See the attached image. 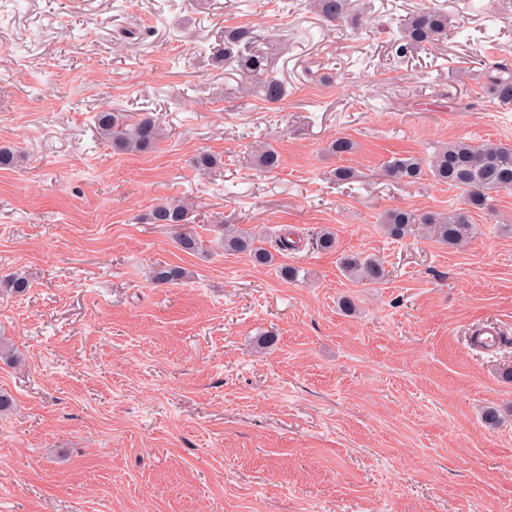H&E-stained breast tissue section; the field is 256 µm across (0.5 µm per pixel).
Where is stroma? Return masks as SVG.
<instances>
[{
    "label": "stroma",
    "instance_id": "1",
    "mask_svg": "<svg viewBox=\"0 0 512 512\" xmlns=\"http://www.w3.org/2000/svg\"><path fill=\"white\" fill-rule=\"evenodd\" d=\"M424 9L452 30L394 57ZM237 23L276 43L278 106L213 56ZM504 57L512 0H350L335 25L309 0H0V146L17 156L0 168V277L29 280L0 288V337L23 355L0 359V512H512V190L470 210L458 249L381 228L465 202L429 174L388 177L391 157L512 145L487 77ZM104 110L150 113L166 138L114 153ZM343 136L356 150L328 155ZM262 144L278 169L254 166ZM203 152L222 158L205 176ZM173 198L197 251L147 221ZM228 224L302 246L257 267L225 252ZM323 228L336 250L313 244ZM356 253L385 278H348ZM164 264L190 279L152 283ZM488 322L491 355L470 345Z\"/></svg>",
    "mask_w": 512,
    "mask_h": 512
}]
</instances>
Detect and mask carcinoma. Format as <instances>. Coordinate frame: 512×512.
<instances>
[{
    "label": "carcinoma",
    "mask_w": 512,
    "mask_h": 512,
    "mask_svg": "<svg viewBox=\"0 0 512 512\" xmlns=\"http://www.w3.org/2000/svg\"><path fill=\"white\" fill-rule=\"evenodd\" d=\"M316 12L328 23L339 22L348 13V0H314ZM448 14L422 10L412 14L402 25L401 34L393 42L394 53L404 56L419 46L433 45L448 36ZM273 40L254 26L243 24L224 29V46L215 49V56L232 65L241 74V91L268 105H276L286 96L285 83L270 73ZM495 75L490 77L492 93L503 103L512 102V60L494 64ZM97 131L101 138L119 153H147L157 149L164 138L159 122L148 114L131 118L122 112H100L96 115ZM255 165L273 171L282 163L280 153L269 147L255 152ZM433 178L461 189L466 204L483 209L493 192L512 190V146L503 144H473L454 141L437 147L427 159L413 155L394 156L387 161L388 176L404 183H415L425 172ZM188 207L179 201L159 204L149 214L152 224H167L178 228L177 242L185 252L198 248L195 236L181 230L186 224ZM383 229L393 239H403L414 231H424L441 244L459 247L475 233L468 215L457 209L448 214L417 215L409 210L389 212ZM224 251L246 254L258 266H271L274 255L255 234L234 224L224 225ZM341 267L352 278L376 283L385 277L382 262L376 257L360 254L345 255ZM188 269L179 265H160L151 273L157 284H175L188 278Z\"/></svg>",
    "instance_id": "obj_1"
}]
</instances>
